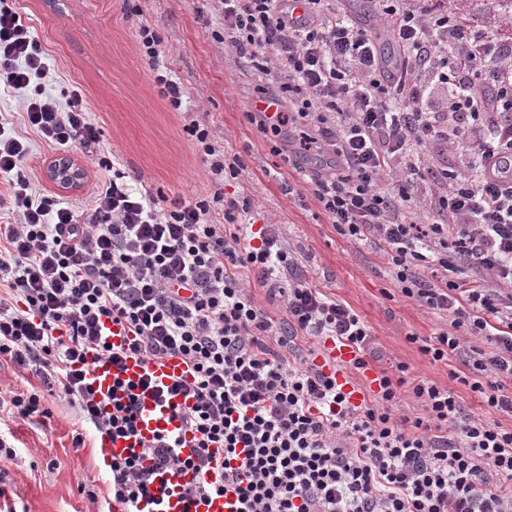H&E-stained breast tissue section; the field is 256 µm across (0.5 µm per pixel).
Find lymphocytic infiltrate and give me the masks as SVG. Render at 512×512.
<instances>
[{
  "label": "lymphocytic infiltrate",
  "instance_id": "obj_1",
  "mask_svg": "<svg viewBox=\"0 0 512 512\" xmlns=\"http://www.w3.org/2000/svg\"><path fill=\"white\" fill-rule=\"evenodd\" d=\"M236 62L271 77L260 132L287 134L296 152L325 155L308 186L337 234L370 244L402 295L446 314L448 328L419 343L432 361L457 359L456 380L488 408L512 414V27L476 25L450 0H381L379 21L396 63L334 0H220ZM160 94L181 108L184 90L159 63L161 39L138 31ZM47 53L0 0V95H23L31 133L66 151L90 149L98 129L81 107L45 91ZM441 90L433 106V90ZM0 118V358L36 367L44 385L103 437L137 433L139 395L101 401L89 367L119 363L107 324L132 335L129 351L181 358L191 382L166 395L193 398L182 417L197 444L180 456L157 438L109 463L113 502L163 512L162 473L196 474L186 505L234 489L237 512H512V428L464 414L456 394L412 375L380 371L378 389L352 404L317 358L327 341L368 369L369 326L348 305L298 276L299 258L273 225L250 230L249 200L222 190L162 207L121 173L92 186L85 221L32 186L26 138ZM187 131L217 181L240 157L217 149L211 127ZM431 145L465 154L459 170H424ZM429 179L426 195L417 182ZM224 221L210 223L212 207ZM285 280V322L257 303L250 281ZM420 414H398L402 394ZM217 480H209V473Z\"/></svg>",
  "mask_w": 512,
  "mask_h": 512
}]
</instances>
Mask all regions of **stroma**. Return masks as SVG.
<instances>
[{
  "label": "stroma",
  "mask_w": 512,
  "mask_h": 512,
  "mask_svg": "<svg viewBox=\"0 0 512 512\" xmlns=\"http://www.w3.org/2000/svg\"><path fill=\"white\" fill-rule=\"evenodd\" d=\"M13 7L48 53V92L79 89L100 131L91 151L68 154L85 175L73 188L50 178L56 154L30 137L28 164L37 188L83 206L99 161L111 158L128 185L196 202L211 196L215 182L186 128L194 121L208 125L220 149L244 163L238 178L226 180L225 196L248 198L247 222L277 225L301 260L299 274L365 321L377 351L372 371L407 363L453 390L466 414L512 427V415L489 409L479 394L451 378L460 368L457 360L431 362L408 342L411 334L437 336L448 319L391 291L380 255L336 233L307 186L319 158L307 154L284 161L273 151L280 138L262 134L247 120L261 79L236 63L225 43L220 0H14ZM144 24L159 34L160 60L185 91L181 109H173L154 83L138 42ZM43 402L50 417L0 419V440L15 451L13 458H0V487L6 491L0 512H105L110 485L99 436L82 429L65 401L47 396ZM78 432L80 446L73 441Z\"/></svg>",
  "instance_id": "1"
}]
</instances>
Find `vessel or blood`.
Wrapping results in <instances>:
<instances>
[{
	"instance_id": "1",
	"label": "vessel or blood",
	"mask_w": 512,
	"mask_h": 512,
	"mask_svg": "<svg viewBox=\"0 0 512 512\" xmlns=\"http://www.w3.org/2000/svg\"><path fill=\"white\" fill-rule=\"evenodd\" d=\"M130 334L121 326L109 327L108 340L114 347L125 349L126 354L120 365L99 362L90 369L89 377L96 389L103 394H110L115 379L121 378L133 382L150 379L152 386L140 397V417L138 433L131 439H104L103 452L106 456L120 458L126 456L129 449L141 447L159 436L175 439L180 445L181 455H189L195 445L193 436L185 430L181 416L194 404L193 399L178 395L174 397L159 396L160 387L170 385L175 380L190 379L192 370L182 359L173 357L161 364H151L138 354L129 352L127 346Z\"/></svg>"
}]
</instances>
